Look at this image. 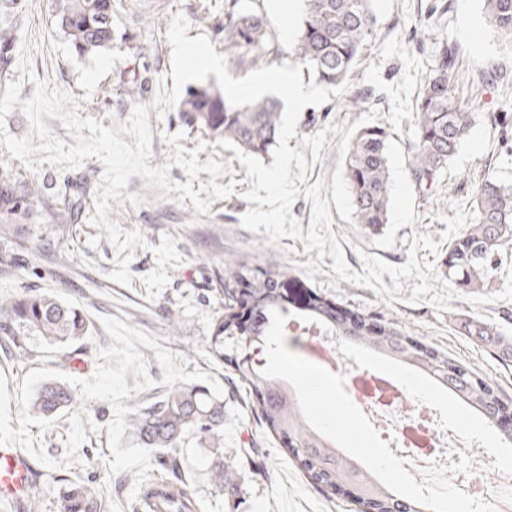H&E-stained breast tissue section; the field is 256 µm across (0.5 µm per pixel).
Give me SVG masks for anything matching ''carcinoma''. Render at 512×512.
Listing matches in <instances>:
<instances>
[{"mask_svg":"<svg viewBox=\"0 0 512 512\" xmlns=\"http://www.w3.org/2000/svg\"><path fill=\"white\" fill-rule=\"evenodd\" d=\"M240 0H224V53L232 60L254 62L271 54L265 16L259 10L239 7ZM371 0H306V10L297 40L288 54L302 63H312L317 82L339 86L347 82L364 47L374 36L377 18ZM483 12L491 29L512 47V0H483ZM57 27L80 55L96 52L112 41V0H58ZM448 46L438 51V60L414 95L415 142L410 172L420 189L432 187L448 169L459 146L471 135L475 112L462 101L448 81L454 66ZM182 121L198 125L216 138L234 143L251 156H265L276 143L281 103L267 98L252 105L232 106L217 90L189 86L176 109ZM388 131L379 124L361 127L352 138L345 162V178L354 208L355 223L378 230L388 223L390 164ZM474 200L473 218L448 245L444 268L448 279L467 291L481 288L498 274L504 254L512 248V187L500 181L495 169H484L470 181ZM42 197L40 184L22 177L0 157V267L12 268L16 257L6 240L17 231L18 217L31 210ZM296 284L288 272L270 268L258 275L245 263L224 259L220 288L224 311L211 323L207 348L210 354L232 365L242 383L245 405L267 430L278 436L284 451L313 484L336 490L354 481L352 500L373 512H425V506L392 492L358 463L343 454L331 439L313 429L304 419L296 394L281 379L265 378L263 366L247 361V350L264 341L271 311L296 318L282 302V290ZM303 318L341 338L349 327H358L355 343L407 364L432 377L464 403L477 406L492 424L488 412L500 397L495 386L440 351L423 345L392 323H376L359 313L341 308L310 293L300 305ZM467 333L498 356L512 358V338L494 325L480 320L466 323ZM89 325L81 310L49 292L21 293L0 297V333L10 340L19 357L29 352L21 337L37 336L49 344H64L88 335ZM79 400L67 383L43 381L28 405L30 413L50 419L75 408ZM129 426L139 444L152 451L151 464L168 475V481L143 490L150 512H195L196 502L186 488L181 443L190 434L219 446L224 443V398L213 397L204 385H176L163 399L129 415ZM213 485L222 491L237 485L240 475L224 467V459L212 467ZM39 473L29 476L27 512H41ZM60 512H108V504L94 481L65 484Z\"/></svg>","mask_w":512,"mask_h":512,"instance_id":"cac0c4a2","label":"carcinoma"}]
</instances>
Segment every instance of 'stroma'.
I'll use <instances>...</instances> for the list:
<instances>
[{"instance_id":"stroma-1","label":"stroma","mask_w":512,"mask_h":512,"mask_svg":"<svg viewBox=\"0 0 512 512\" xmlns=\"http://www.w3.org/2000/svg\"><path fill=\"white\" fill-rule=\"evenodd\" d=\"M445 2L447 7L442 10L436 8V0H372L378 24L349 82L354 88L373 89L372 106L379 112L378 122L390 132L391 204L389 221L376 234L353 229L339 212H332L331 230L344 241L342 249L351 271L363 272L360 256L364 253L394 266L405 264L412 238L420 233L431 235L440 247L434 253L418 249V261L429 262L435 276H442L448 252L447 245L440 242L446 229L444 220L454 216V203L470 204L471 178L492 164L504 184H512V163H502L499 157L502 128L490 120L501 100L512 96V83L507 86L486 78L487 72L494 70L512 79V48L487 29L481 0ZM112 5L110 47L80 55L55 25L53 0H0V23L17 24L23 32L12 49L0 50V62L6 65L0 72V96L7 85L18 82L21 99H30L36 83L41 82L72 93L80 117L95 118L110 128L126 121L136 104L151 103L160 89H172V48L167 32L174 14H183L187 20L188 37L206 35L216 52L224 50V0H112ZM241 5L259 9L266 17L273 48L271 64L288 62L290 41L283 30L299 31L305 13L303 0H295L287 17L276 10L275 0H241ZM443 41L457 52L448 78L459 96L472 103L478 119L436 192L427 195L409 175L415 133L412 104L420 79L435 63L434 46ZM359 117V111L350 108L343 95L303 109L289 147L300 148L302 138L321 130L326 133L321 160L308 170L307 184L332 178L337 167L342 137L331 133V126L347 128ZM149 124V166L167 165L174 148L165 137L179 132L183 147L198 150L199 162L212 158L229 167L228 174L215 179L200 173L199 182L214 179L222 186L234 185L235 192L213 201L209 213L200 214L191 202L180 204L163 198L159 189L146 188L142 177H131L121 201L112 203L108 217L122 230L139 231L147 246L135 248L129 266L132 283L122 286L109 278L116 269V249L106 230L90 221L103 164L89 158L78 167L60 169L15 162L22 177L44 183L45 202L22 220L18 233L9 239L19 265L0 269V294L14 295L26 289L56 291L83 311L90 332L83 341L66 348L30 338L33 355L24 362L13 358L10 345L0 342V375L6 377L12 397L11 417L19 415V387L30 370L55 369L62 357L73 356L77 362L69 376L89 378L98 363V349L112 343L100 319L114 316L156 336L163 348L185 360V372L200 370L218 379L224 390L225 463H232L235 449L259 451L260 468L242 472L238 487L227 495L212 484L208 446L187 440L185 473L196 512H354L348 496L322 490L306 480L280 440L245 407L241 393L231 383L233 367L215 361L207 351L209 321L222 308L215 288L224 272V259L230 255L257 268L285 267L309 292L353 312L396 323L407 335L477 370L495 384L504 403L512 404V361L500 360L462 328L464 321L473 318L494 323L512 337V253L484 288L460 292L448 311L436 312L425 302L410 304L415 284L411 278L403 282L400 302L386 304L372 289L339 279L332 270V257L305 252L303 241L285 237L274 247L268 245L266 233L242 228L241 218L251 207L242 194L252 183L234 151L215 145L208 130L187 126L172 110L150 115ZM65 202L72 204L74 216L71 223L60 225L55 223L53 211ZM41 236L58 240V247L35 251L34 244ZM316 258L321 261L320 271L308 276L303 265ZM170 311L180 316L173 331L165 319ZM338 354L340 360L367 373L386 371L404 385L419 384L416 401L440 407L450 424L476 437L478 445L464 450L461 468L488 455L503 457L512 449L501 442L497 430L485 423L479 411L454 399L432 378L344 343ZM112 414L111 405L91 400L58 414L48 430L30 426L35 447L57 463L56 468L45 469L39 460L29 461L30 467L42 471V512H60V481L64 478L94 479L111 512H144L141 499L129 497L135 482L133 472H109L112 454L104 420Z\"/></svg>"}]
</instances>
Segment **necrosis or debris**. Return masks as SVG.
<instances>
[{
	"label": "necrosis or debris",
	"mask_w": 512,
	"mask_h": 512,
	"mask_svg": "<svg viewBox=\"0 0 512 512\" xmlns=\"http://www.w3.org/2000/svg\"><path fill=\"white\" fill-rule=\"evenodd\" d=\"M345 387L356 399L371 423L399 457L409 462L416 481H423L429 465L440 466L445 478L457 488L478 497L482 484L476 471H464L449 463L448 447H462L463 442L440 423L436 409L421 410L408 406L404 387L397 380L367 383L358 373H344Z\"/></svg>",
	"instance_id": "obj_1"
}]
</instances>
